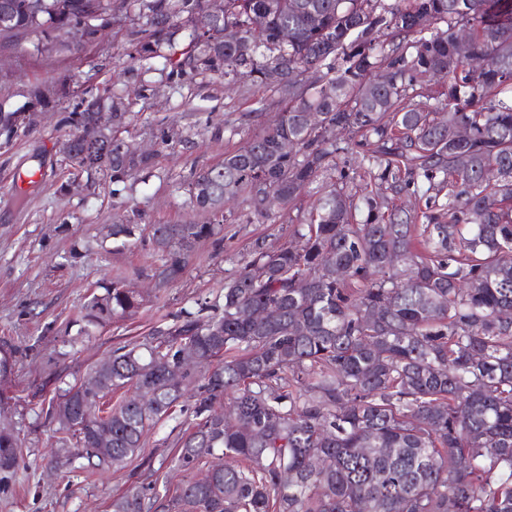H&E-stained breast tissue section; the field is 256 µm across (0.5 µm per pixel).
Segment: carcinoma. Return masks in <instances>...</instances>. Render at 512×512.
Returning a JSON list of instances; mask_svg holds the SVG:
<instances>
[{
  "label": "carcinoma",
  "mask_w": 512,
  "mask_h": 512,
  "mask_svg": "<svg viewBox=\"0 0 512 512\" xmlns=\"http://www.w3.org/2000/svg\"><path fill=\"white\" fill-rule=\"evenodd\" d=\"M121 3L146 19L140 62L285 95L263 132L189 182L193 206L216 222L150 225L159 281L179 280L196 244L234 221L226 203L244 195L265 216L270 197L292 224L309 187L320 181L322 192L293 232L298 244L254 242L221 307L196 301L113 349L96 389L75 382L50 403L77 454L118 471L192 400L174 452L186 480L174 490L136 480L112 512H512V318L502 317L512 311V0H224L223 19L206 26L207 0ZM111 12L112 0H44L38 15L29 0H0V36L90 41ZM228 24L242 41L224 40ZM309 69L318 79L300 83ZM66 95L37 88L28 104ZM91 99L111 103L121 132L122 98L107 88ZM16 114L0 115L9 140L28 132ZM457 126L469 135L455 138ZM152 160L122 137L107 153L76 141L67 155L69 174L114 185ZM407 194L424 208H398ZM142 234L133 217L110 231L119 248ZM142 302L117 279L87 300L83 320L131 317ZM186 348L196 361L184 369ZM18 447L1 427L0 485Z\"/></svg>",
  "instance_id": "carcinoma-1"
}]
</instances>
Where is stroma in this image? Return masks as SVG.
Returning a JSON list of instances; mask_svg holds the SVG:
<instances>
[{
	"label": "stroma",
	"instance_id": "obj_1",
	"mask_svg": "<svg viewBox=\"0 0 512 512\" xmlns=\"http://www.w3.org/2000/svg\"><path fill=\"white\" fill-rule=\"evenodd\" d=\"M94 42L74 49L71 38L32 34L20 46H0V104L12 110L34 87L67 85L69 94L10 144H0V343L16 349V365L0 422L19 435L16 474L0 487V512H110L113 496L137 479L139 469L94 472L85 459L63 467L66 449L53 445L55 425L46 414L59 388L85 379L113 348L139 341L166 326L196 300L217 302L225 280L248 258L255 240L289 241L287 217L253 214L249 201L232 202L234 223L197 244L182 277L158 286L161 255L150 241L114 249L110 225L139 213L145 224H205L207 213L188 201L194 173L214 166L225 152L262 132L282 108L278 92L222 77L169 83L145 71L134 54L144 22L122 10ZM118 90L134 120L127 141L153 153L150 169L127 182L120 195L111 185L70 183L61 145L71 132L63 119L87 94ZM172 146L161 143L162 135ZM125 277L143 291L134 317L85 329L78 320L85 299L101 282ZM188 415L172 409L157 424L142 452L159 480L176 481L174 442Z\"/></svg>",
	"mask_w": 512,
	"mask_h": 512
}]
</instances>
